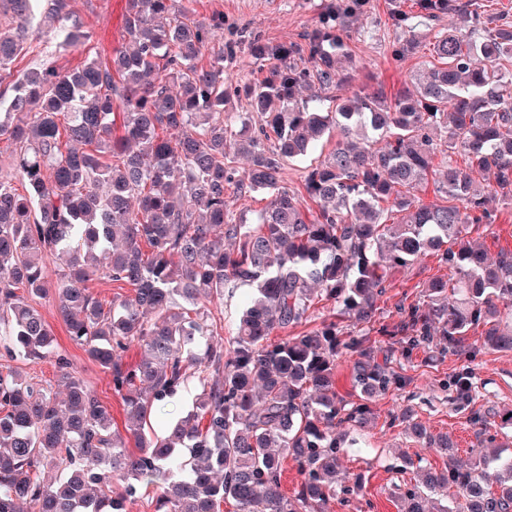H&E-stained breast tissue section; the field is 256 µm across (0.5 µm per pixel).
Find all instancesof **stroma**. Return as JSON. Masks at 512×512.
Wrapping results in <instances>:
<instances>
[{
  "label": "stroma",
  "instance_id": "35a3bbf8",
  "mask_svg": "<svg viewBox=\"0 0 512 512\" xmlns=\"http://www.w3.org/2000/svg\"><path fill=\"white\" fill-rule=\"evenodd\" d=\"M178 4L195 12L198 18L215 13L224 16V37L238 38L243 33L259 35L271 44L300 41L302 34L312 29L329 0H177ZM71 9L91 35L94 51L111 54L127 40L124 26L126 0H71ZM413 0H369L365 11L351 26L345 54L349 83L324 92L327 106L336 100L363 91H382L394 99L410 85L413 72L422 70L430 59L427 49L434 32L421 19H414L416 34L423 47L419 53L402 61L391 56L394 42L407 38V31L394 28L390 14L398 8L411 10ZM224 69L231 76L232 88L227 91L224 112L232 117L245 115L249 106L238 87L251 79L257 66L247 47H239L233 59L225 60ZM469 239L483 246L489 255L499 250H512V202L495 205V221L472 224ZM452 272L439 263L436 256H422L412 266L393 270L386 282L383 296L372 323L349 327L350 335L370 338L378 359L391 361L405 383L390 388L373 404V418L367 429L355 435L356 442L347 446L339 462L337 490L359 486L357 495L348 502L333 500L327 512H400L399 493L405 483L417 480L415 470L401 471L403 457L424 458L429 467L442 469L446 464L441 455L420 446L407 432L404 413H411L427 429L443 433L457 445V458L467 462L479 455H493V448L481 445L474 434L471 418L482 412L494 422L497 442L504 451L512 450V352L498 351L484 343L481 330L468 334L469 354L441 356L438 346L405 353L402 343L382 335V328L399 325L400 307L423 302L430 280L450 278ZM50 325L55 336L53 356L36 363L12 361L0 355V371L17 369L34 381L57 384L59 371L56 356L68 359L72 369L98 396L112 415L118 430H125L127 413L120 396L112 389V377L91 360L84 350L68 338L65 326L51 299L30 301ZM469 371L478 394L476 402L457 399L450 383L452 375ZM201 392L198 378L189 379L173 396L161 402L151 419L156 433L192 411Z\"/></svg>",
  "mask_w": 512,
  "mask_h": 512
}]
</instances>
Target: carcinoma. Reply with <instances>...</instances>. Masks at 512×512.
<instances>
[{"instance_id":"cac0c4a2","label":"carcinoma","mask_w":512,"mask_h":512,"mask_svg":"<svg viewBox=\"0 0 512 512\" xmlns=\"http://www.w3.org/2000/svg\"><path fill=\"white\" fill-rule=\"evenodd\" d=\"M33 2L0 0L12 19L0 25V86L13 91L0 93V140L12 146L10 169L0 171V346L30 362L52 354L53 331L27 297L53 298L70 340L111 374L130 425L126 437L116 430L63 358V399L0 372V512H127L143 485L158 490L155 512H221L226 501L235 512H325L348 430L366 428L372 401L403 383L341 323H371L391 270L428 253L454 277L431 281L422 304L401 309L400 327L381 332L405 333L411 350L437 336L456 355L481 326L488 345L512 350V250L491 258L466 238L468 225L493 223L495 200L512 201L511 24L470 10L472 0H416L428 22L457 11L473 25L435 32L433 60L412 75V92L392 102L380 91L356 94L325 111L312 105L316 90L348 78L340 49L368 4L336 0L300 43L248 40L262 77L244 87L257 114L244 136L224 122V57L237 48L212 47L224 15L127 0V45L73 68L41 61L19 74L16 61L49 54L29 37ZM44 18L70 19L69 0H48ZM89 40L76 20L56 48ZM419 47L413 35L391 56ZM333 131L335 148L304 177L319 204L309 218L281 185L282 163L315 153ZM438 132L466 166L447 165L434 183L443 202L427 204L417 191ZM240 156L250 161L245 182L235 179ZM476 172L493 183L476 184ZM232 184L271 194L255 222L233 221L224 200ZM393 212L401 218L391 223ZM60 253L68 263L53 280L42 259ZM98 279L133 296L105 302L89 287ZM241 284L255 286L253 297L215 345L205 303ZM318 304L334 319L269 341ZM135 342L147 355L128 366L123 353ZM342 356L352 358L358 403L336 393ZM190 377L202 385L196 410L162 436L145 432L157 404ZM472 424L494 445L486 416ZM412 431L448 466L421 470L400 494L401 512H424L435 495L451 498L440 512H512V454L463 464L448 436ZM286 458L303 476L292 498L281 491Z\"/></svg>"}]
</instances>
